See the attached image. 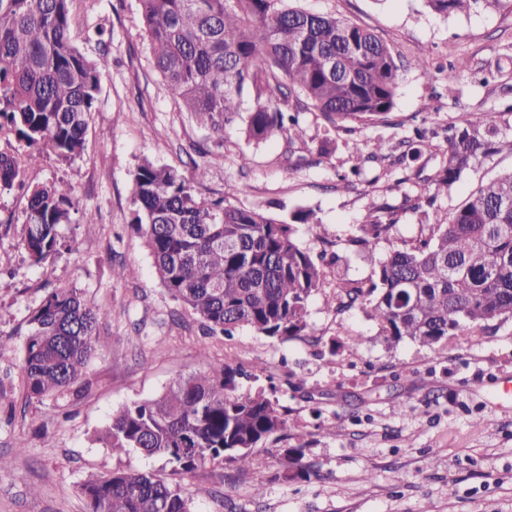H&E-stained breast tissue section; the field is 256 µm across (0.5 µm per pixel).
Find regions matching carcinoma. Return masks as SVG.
Masks as SVG:
<instances>
[{
	"mask_svg": "<svg viewBox=\"0 0 512 512\" xmlns=\"http://www.w3.org/2000/svg\"><path fill=\"white\" fill-rule=\"evenodd\" d=\"M71 0H0V121L27 147L48 148L70 160L100 93L101 63L70 37ZM153 64L182 111L218 133L241 112L244 132L257 143L276 136L304 142L299 116L317 112L335 130L387 121L395 107L400 65L374 32L336 15L313 14L285 0H139ZM438 13L477 8L512 11V0H425ZM250 107L244 108V102ZM447 147L431 178L432 203L482 160L504 151L493 116L461 112L445 128ZM434 149L426 133L386 150H358L351 173L368 163L382 168L416 160ZM206 168L191 176L145 159L129 192L132 220L153 259L155 274L172 299L212 332L250 328L276 340L309 328L310 297L321 290L323 271L294 238V225L314 213L298 210L291 221L235 205L247 192L238 185L221 198L198 191ZM29 192L21 247L39 264L59 253L57 232L72 222L71 187L30 186L13 156L0 154V192ZM391 213L376 209L358 225L353 242L368 247L390 236ZM367 308L386 344L411 340L432 347L450 336L474 343L496 320L512 319V168L480 185L448 220L410 249H395L369 287L339 280L336 310ZM109 310L89 303L77 288H55L32 312L23 342L21 388L28 401L67 391L102 347L99 327ZM175 379L159 397L134 401L112 413L101 441L114 453L137 450L160 457L174 475H188L222 459L239 473L253 465V450L282 440L288 410L260 389L238 391L241 368L230 357ZM283 470L273 480L310 477L304 449L284 448ZM86 512H196L193 499L152 472L114 470L81 486Z\"/></svg>",
	"mask_w": 512,
	"mask_h": 512,
	"instance_id": "obj_1",
	"label": "carcinoma"
}]
</instances>
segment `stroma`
<instances>
[{
  "label": "stroma",
  "instance_id": "1",
  "mask_svg": "<svg viewBox=\"0 0 512 512\" xmlns=\"http://www.w3.org/2000/svg\"><path fill=\"white\" fill-rule=\"evenodd\" d=\"M312 13L335 14L374 31L406 61L400 72L390 123L355 131H330L313 113L306 128L305 164L291 168L278 137L247 141L242 121L220 133L179 112L152 66L139 0H72L71 39L104 61L97 111L82 155L64 161L51 151L32 153L24 179L30 185L60 181L72 188L73 221L60 225L64 246L46 262H29L19 242L29 197L14 189L0 194V336L10 348L0 356V454L11 459L0 471V512H85L80 486L116 469L170 472L164 460L133 452L117 455L98 436L113 410L160 395L176 378L201 369L200 351L214 360L233 354L246 370L240 391L274 386L293 424L285 442L254 450L243 475L212 462L181 477L198 512H512V404L502 398L512 382V320L492 322L480 342L448 338L433 347L403 341L388 347L366 310L337 312L338 279L370 284L380 262L397 248L428 236L481 183L512 167V155H494L468 171L440 196L429 213L408 208L439 167L445 142L409 164L382 170L366 166L355 191L339 188L355 148L392 146L419 124L444 127L461 112L495 115L512 136V12L475 11L444 15L424 0H288ZM113 34L106 51L92 38L95 28ZM467 60L471 71L490 72L489 82L470 75L451 98L442 70L449 59ZM429 64L430 76L413 68ZM330 138L332 151L317 153ZM248 166H241L240 155ZM191 174L208 170L202 192L224 195L249 186L236 205L280 219L298 209L316 221L296 227L298 243L323 255L324 285L308 305L310 335L271 340L242 328L233 336L208 335L202 321L172 300L154 274L144 238L130 227L135 207L128 184L143 159ZM391 211L397 224L390 239L371 252L351 244L357 224L374 209ZM134 269L117 281L113 266ZM68 285L109 310L104 346L90 358L83 379L67 392L27 402L20 388L22 344L30 314L52 288ZM359 341L357 355L346 345ZM340 419L334 437L318 421ZM304 447L314 472L308 480L283 482L280 447ZM264 484L263 497L254 487Z\"/></svg>",
  "mask_w": 512,
  "mask_h": 512
}]
</instances>
